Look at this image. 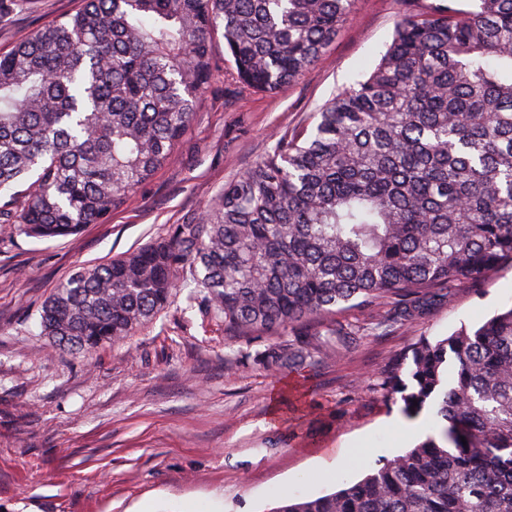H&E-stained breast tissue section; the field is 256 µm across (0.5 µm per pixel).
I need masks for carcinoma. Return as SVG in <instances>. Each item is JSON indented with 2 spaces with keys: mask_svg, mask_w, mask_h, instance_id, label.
Returning a JSON list of instances; mask_svg holds the SVG:
<instances>
[{
  "mask_svg": "<svg viewBox=\"0 0 512 512\" xmlns=\"http://www.w3.org/2000/svg\"><path fill=\"white\" fill-rule=\"evenodd\" d=\"M405 13L372 71L224 183L196 222L78 266L39 314L89 355L151 323L181 288L277 375L349 346L352 301L414 296L512 264V0ZM354 0H82L0 51V224L38 239L103 224L172 155L211 77L212 40L244 86L298 79ZM381 388L438 431L329 494L271 512H512V308L411 348Z\"/></svg>",
  "mask_w": 512,
  "mask_h": 512,
  "instance_id": "carcinoma-1",
  "label": "carcinoma"
}]
</instances>
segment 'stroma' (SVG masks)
Segmentation results:
<instances>
[{
    "instance_id": "obj_1",
    "label": "stroma",
    "mask_w": 512,
    "mask_h": 512,
    "mask_svg": "<svg viewBox=\"0 0 512 512\" xmlns=\"http://www.w3.org/2000/svg\"><path fill=\"white\" fill-rule=\"evenodd\" d=\"M433 0H356L351 19L296 82L273 93L236 78L223 37L196 116L170 160L104 224L39 240L0 227V512H270L280 493L314 497L358 481L438 428L433 412L398 437L401 405L381 370L421 338L440 339L512 307V265L438 289L412 319L399 301L337 311L367 327L352 349L273 375L251 343L224 336L177 294L125 343L91 356L53 347L39 311L72 269L103 263L196 221L226 181L278 136L307 125L369 73L402 12ZM80 0H16L0 50Z\"/></svg>"
}]
</instances>
